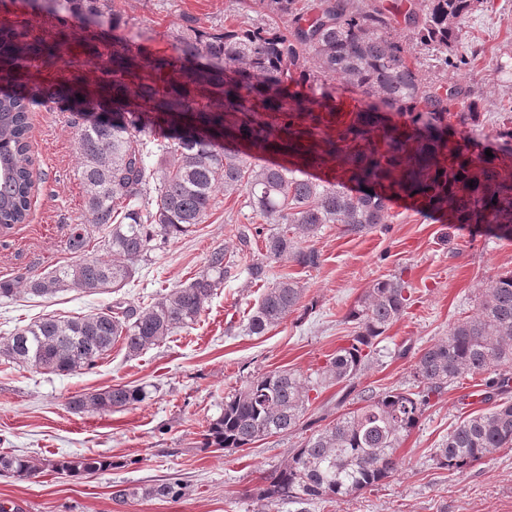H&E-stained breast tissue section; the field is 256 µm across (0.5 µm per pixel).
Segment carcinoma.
<instances>
[{
  "label": "carcinoma",
  "mask_w": 512,
  "mask_h": 512,
  "mask_svg": "<svg viewBox=\"0 0 512 512\" xmlns=\"http://www.w3.org/2000/svg\"><path fill=\"white\" fill-rule=\"evenodd\" d=\"M45 13L36 24L0 23V80L21 81L24 59L49 61L65 41L54 21L66 14L87 17L98 27L118 25L122 15L109 0H29ZM484 0H419L404 13L409 40L394 36L381 4L320 0L306 15L298 0H236L245 17L264 11L267 21L205 31L191 25L170 33L176 56L154 59L117 40L95 47L98 76L89 95L107 96L112 120L78 131L85 186V220L74 225L68 249L77 260L38 277L0 281V297L33 296L68 289L114 293L136 273L157 241L184 236L204 222L214 193L243 191L253 212L274 224L238 228L235 250L214 248L204 271L145 306L101 308L82 317H42L0 342V357L47 373L90 369L121 343L137 356L200 319L209 300L234 271L236 256L251 255L261 237L265 253L247 265L254 281L267 280L273 261L289 259L317 269L320 251L307 241L326 224L360 235L386 223L388 204L405 195L426 211L443 212L450 224H496L512 233V150L481 158L474 168L467 148L448 132V114L475 124L479 99L469 86L451 87L426 77L418 49L448 63L464 21ZM292 17L286 32L272 23ZM342 78L359 91L346 120L330 121L301 92L315 86L332 98L328 80ZM0 93V229L27 221L35 185L30 146L32 95ZM395 114L401 122H392ZM167 126L176 139L155 137ZM286 154V166L258 159ZM336 171V182L308 176L309 168ZM348 182L368 185L352 193ZM100 241L109 258L87 256ZM303 288L289 275L265 289L248 319L263 335L295 312ZM410 288L395 276L374 281L349 312L356 324L348 344L336 350L315 378L288 369L258 375L224 402L207 422L202 447L245 450L254 443L299 429L310 392L322 384H354L386 331L410 304ZM512 271L495 274L476 299L473 314L457 321L448 337L424 349L414 368L415 389L364 390L359 405L312 432L288 462L262 478L256 498L268 510L288 501L341 500L390 478L397 452L417 427L431 398L459 379L487 376L490 392L509 388L512 377ZM148 395L142 385H117L70 398L73 413L120 411ZM502 448H512V402L464 420L442 447L437 464L459 473ZM111 466L101 456L40 460L0 454V475L90 474ZM187 489L166 480L149 487L126 486L113 499L126 504L143 497L176 500Z\"/></svg>",
  "instance_id": "obj_1"
}]
</instances>
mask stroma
<instances>
[{"mask_svg": "<svg viewBox=\"0 0 512 512\" xmlns=\"http://www.w3.org/2000/svg\"><path fill=\"white\" fill-rule=\"evenodd\" d=\"M124 26L99 28L104 41L136 39L142 55L169 57L174 28L192 22L210 29L236 23L234 0H118ZM84 20L67 17V44L55 64L26 67L28 87L41 97L31 112L36 193L26 223L0 234V279L42 274L72 262L66 241L84 219L85 190L77 132L87 121L110 115L104 104L84 109L74 92L60 93L66 63L78 59L95 72L99 59L82 42ZM457 51L465 63L423 60L431 78L463 83L481 103L480 123L457 126L486 147L512 122V0H487L466 20ZM245 193L216 194L215 205L193 232L171 240L139 262L133 280L119 292L67 290L52 297L24 293L0 298V339L44 314L79 316L115 304L140 305L204 270L209 252L234 245L240 225L254 222ZM319 268L305 271L280 260L274 275L292 274L303 288L298 310L262 336L248 335L246 320L264 292L244 269L208 302L199 322L139 356L115 344L97 366L71 375L50 374L0 358V454L60 459L103 455L115 466L66 477L49 471L32 477H0V504L8 512H265L254 496L263 476L287 463L309 432L353 409L358 391L409 389L425 347L446 338L457 319L472 314L475 299L496 273L512 270V235L494 224L448 223L439 212L415 213L408 198L389 204L386 223L348 235L337 225L314 240ZM397 275L411 290L408 308L379 343L355 384L319 389L305 426L256 442L251 449L204 450L201 432L224 402L257 375L291 369L309 377L329 354L346 345L351 306L374 280ZM147 384L151 396L122 411L72 413L71 396L115 385ZM476 380L465 378L435 396L419 426L398 451V468L384 483L340 502H286L277 512H512V449L497 451L463 473L437 466L434 453L464 418L487 410L474 398ZM187 485L176 501L138 499L117 503L119 485H150L172 477Z\"/></svg>", "mask_w": 512, "mask_h": 512, "instance_id": "35a3bbf8", "label": "stroma"}]
</instances>
